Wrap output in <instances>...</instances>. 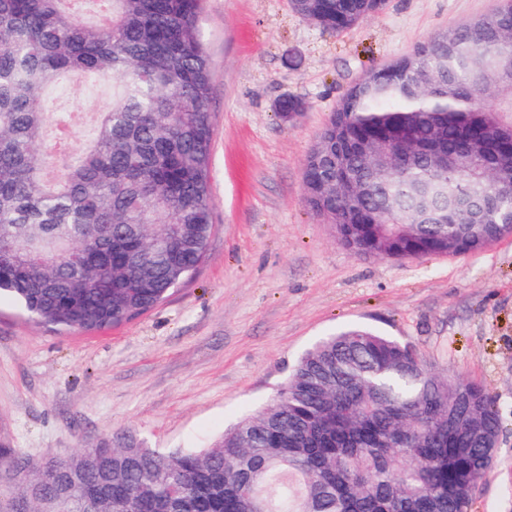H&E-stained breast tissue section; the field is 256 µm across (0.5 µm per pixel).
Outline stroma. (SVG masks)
I'll list each match as a JSON object with an SVG mask.
<instances>
[{"label":"stroma","instance_id":"1","mask_svg":"<svg viewBox=\"0 0 512 512\" xmlns=\"http://www.w3.org/2000/svg\"><path fill=\"white\" fill-rule=\"evenodd\" d=\"M498 0H388L336 32L289 0H205L214 230L189 279L152 311L93 332L30 322L0 300V447L62 457L131 431L152 448H206L254 412L319 339L364 326L438 370L480 381L500 408L497 459L468 512H512V235L457 258L355 255L308 205L304 162L367 71ZM110 83L49 98L93 113ZM302 101L297 123L278 104Z\"/></svg>","mask_w":512,"mask_h":512}]
</instances>
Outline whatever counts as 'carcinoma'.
Instances as JSON below:
<instances>
[{"label":"carcinoma","instance_id":"carcinoma-1","mask_svg":"<svg viewBox=\"0 0 512 512\" xmlns=\"http://www.w3.org/2000/svg\"><path fill=\"white\" fill-rule=\"evenodd\" d=\"M337 32L373 0H290ZM201 0H0V298L38 324L98 330L163 302L201 263L213 232L209 60ZM72 75L112 82L91 140L73 147L70 115L47 92ZM497 104H481L488 92ZM512 113V0L417 46L392 80L348 91L306 157L316 168L336 129L368 142L358 193L323 184L308 205L336 240L400 261L485 250L512 231V154L497 129ZM467 135L501 161L508 188L427 160L370 167L386 131ZM483 196L475 206L463 197ZM374 224H340L348 211ZM499 409L480 382L432 369L414 348L353 327L298 360L268 402L211 448L159 450L132 432L63 459L8 451L0 467L23 497L38 483L68 512H468L495 463Z\"/></svg>","mask_w":512,"mask_h":512}]
</instances>
